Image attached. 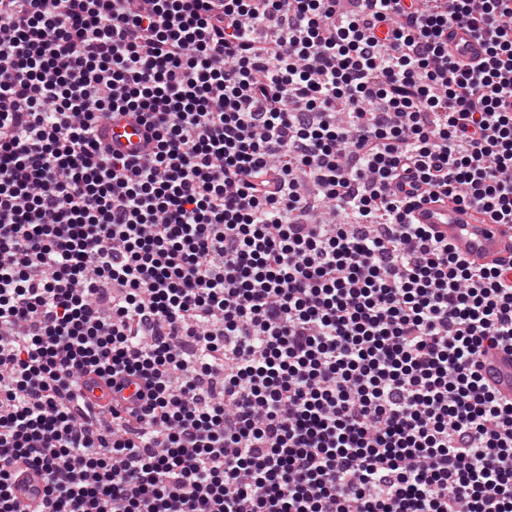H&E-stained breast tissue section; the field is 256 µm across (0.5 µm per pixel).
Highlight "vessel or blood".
<instances>
[{
    "mask_svg": "<svg viewBox=\"0 0 512 512\" xmlns=\"http://www.w3.org/2000/svg\"><path fill=\"white\" fill-rule=\"evenodd\" d=\"M485 41L469 28L455 26L448 31V53L453 60L474 63L483 56ZM106 144L125 155L141 154L146 130L135 118H104ZM416 223L431 225L442 238L448 239L456 252L469 262L483 266L512 264V226L508 224H479L472 220L468 209L450 203L417 201L413 210ZM483 374L500 395L512 398V353L498 351L483 365ZM44 490V475L35 467H25L13 481V494L36 512Z\"/></svg>",
    "mask_w": 512,
    "mask_h": 512,
    "instance_id": "vessel-or-blood-1",
    "label": "vessel or blood"
}]
</instances>
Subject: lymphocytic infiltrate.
Returning a JSON list of instances; mask_svg holds the SVG:
<instances>
[{"label":"lymphocytic infiltrate","instance_id":"obj_1","mask_svg":"<svg viewBox=\"0 0 512 512\" xmlns=\"http://www.w3.org/2000/svg\"><path fill=\"white\" fill-rule=\"evenodd\" d=\"M344 2L0 0V512H512V0ZM486 37H476L467 27L448 29V54L454 61L476 63L483 57ZM105 130V143L112 151L124 155H139L145 146L146 129L130 116L112 119L106 117L99 123ZM416 224H431L434 231L469 262L483 266H509L512 226L477 224L468 209L450 203L418 200L412 213ZM483 374L501 396L512 398V353L500 350L489 356ZM13 494L28 510H36L44 490L43 472L35 467H24L13 481Z\"/></svg>","mask_w":512,"mask_h":512}]
</instances>
